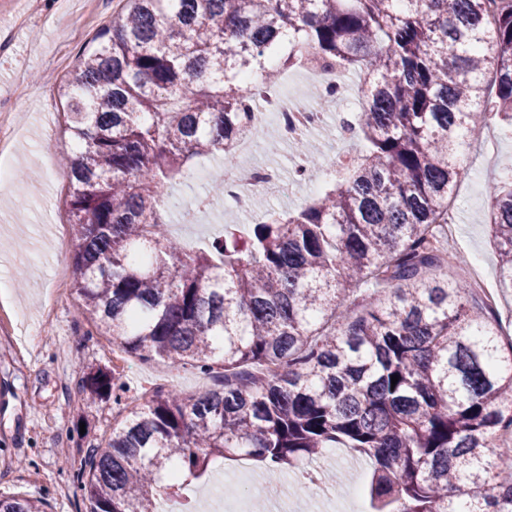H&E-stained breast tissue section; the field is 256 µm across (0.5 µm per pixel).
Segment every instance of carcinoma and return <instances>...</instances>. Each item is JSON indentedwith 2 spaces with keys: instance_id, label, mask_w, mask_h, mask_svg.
<instances>
[{
  "instance_id": "obj_1",
  "label": "carcinoma",
  "mask_w": 512,
  "mask_h": 512,
  "mask_svg": "<svg viewBox=\"0 0 512 512\" xmlns=\"http://www.w3.org/2000/svg\"><path fill=\"white\" fill-rule=\"evenodd\" d=\"M62 80L74 288L100 336L224 387L157 392L81 461L87 512H157L217 460L372 462L375 512H512V340L438 233L485 112L512 128V0H126ZM361 75L363 142L298 211L188 250L165 203L281 71ZM252 73L256 85L239 76ZM512 295V175L488 190ZM397 376L391 384V376ZM112 374L81 381L106 399ZM0 496V512H46Z\"/></svg>"
}]
</instances>
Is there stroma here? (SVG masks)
Returning a JSON list of instances; mask_svg holds the SVG:
<instances>
[{
  "instance_id": "35a3bbf8",
  "label": "stroma",
  "mask_w": 512,
  "mask_h": 512,
  "mask_svg": "<svg viewBox=\"0 0 512 512\" xmlns=\"http://www.w3.org/2000/svg\"><path fill=\"white\" fill-rule=\"evenodd\" d=\"M123 0H0V136L9 135L7 161L28 183L0 187V280L13 282L0 298V495L45 499L50 512H86L73 473L91 448L108 437L133 405L155 392L176 388L187 394L217 388L223 369L204 374L161 359L142 360L117 343L91 334L72 277L58 279V267L72 269L74 242L65 226L67 180L59 158L68 135L59 81L81 52L111 25ZM484 139L470 141L469 175L453 194L454 224L449 242L468 260H480L487 285H495L498 254L487 226L491 183L512 166V137L496 143L501 168H491ZM312 197L287 188L252 201L249 211L215 202L200 244L225 221L246 223L262 209L301 207ZM112 372L109 399L90 401L79 384L90 372ZM324 471L334 475L343 512H369L362 486L370 462L345 463L325 449Z\"/></svg>"
}]
</instances>
